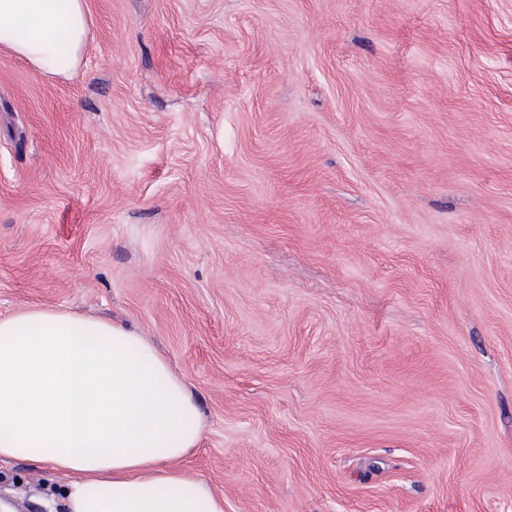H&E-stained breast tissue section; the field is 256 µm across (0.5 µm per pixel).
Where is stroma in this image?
Masks as SVG:
<instances>
[{
    "instance_id": "stroma-1",
    "label": "stroma",
    "mask_w": 512,
    "mask_h": 512,
    "mask_svg": "<svg viewBox=\"0 0 512 512\" xmlns=\"http://www.w3.org/2000/svg\"><path fill=\"white\" fill-rule=\"evenodd\" d=\"M86 4L0 49V316L151 340L224 512H512V0ZM92 26L85 0H0V48L41 75L76 72Z\"/></svg>"
}]
</instances>
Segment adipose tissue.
Masks as SVG:
<instances>
[{"label":"adipose tissue","mask_w":512,"mask_h":512,"mask_svg":"<svg viewBox=\"0 0 512 512\" xmlns=\"http://www.w3.org/2000/svg\"><path fill=\"white\" fill-rule=\"evenodd\" d=\"M93 20L85 0H0V48L70 76ZM201 439L183 379L133 326L55 308L0 318V464H51L65 512H224L175 468Z\"/></svg>","instance_id":"adipose-tissue-1"}]
</instances>
